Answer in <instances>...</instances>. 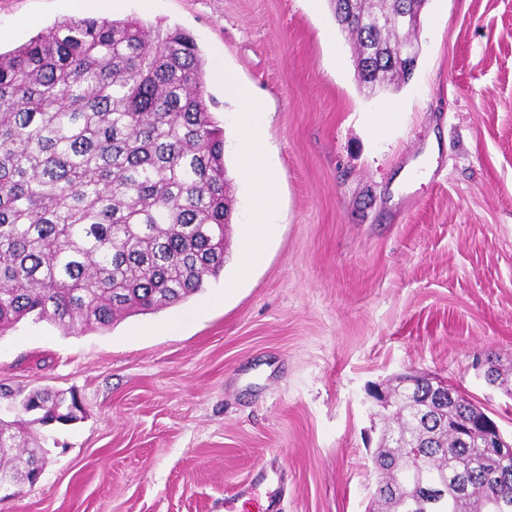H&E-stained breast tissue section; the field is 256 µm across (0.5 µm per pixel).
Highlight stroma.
<instances>
[{
    "label": "stroma",
    "instance_id": "1",
    "mask_svg": "<svg viewBox=\"0 0 512 512\" xmlns=\"http://www.w3.org/2000/svg\"><path fill=\"white\" fill-rule=\"evenodd\" d=\"M139 2L82 13L180 28L265 103L274 232L239 278L237 105L207 77L232 199L224 270L109 330L28 318L0 337V385L81 405L32 427L42 472L1 491L0 512H367L385 428L371 392L406 374L445 381L512 440V0H426L410 77L375 95L329 0ZM72 14L0 0V27L32 22L0 49Z\"/></svg>",
    "mask_w": 512,
    "mask_h": 512
}]
</instances>
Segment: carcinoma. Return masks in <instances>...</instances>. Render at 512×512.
<instances>
[{"instance_id":"cac0c4a2","label":"carcinoma","mask_w":512,"mask_h":512,"mask_svg":"<svg viewBox=\"0 0 512 512\" xmlns=\"http://www.w3.org/2000/svg\"><path fill=\"white\" fill-rule=\"evenodd\" d=\"M422 0H350L340 24L375 55L369 92L404 76ZM205 61L179 28L69 17L0 52V337L23 319L65 335L181 304L224 270V131ZM28 427L76 419L75 396L23 397ZM376 453L381 512H512V472L484 448L486 413L427 378L401 384ZM468 428L464 441L458 431ZM44 459L0 430V474Z\"/></svg>"}]
</instances>
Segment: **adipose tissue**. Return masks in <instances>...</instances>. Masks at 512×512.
<instances>
[{
	"mask_svg": "<svg viewBox=\"0 0 512 512\" xmlns=\"http://www.w3.org/2000/svg\"><path fill=\"white\" fill-rule=\"evenodd\" d=\"M213 72L215 79L223 82L226 94L240 104L237 151L252 191L250 236L239 263L240 271L245 273L260 261L274 227L275 179L267 163L266 145L261 138L266 112L259 100L224 71L222 64H214Z\"/></svg>",
	"mask_w": 512,
	"mask_h": 512,
	"instance_id": "adipose-tissue-1",
	"label": "adipose tissue"
}]
</instances>
